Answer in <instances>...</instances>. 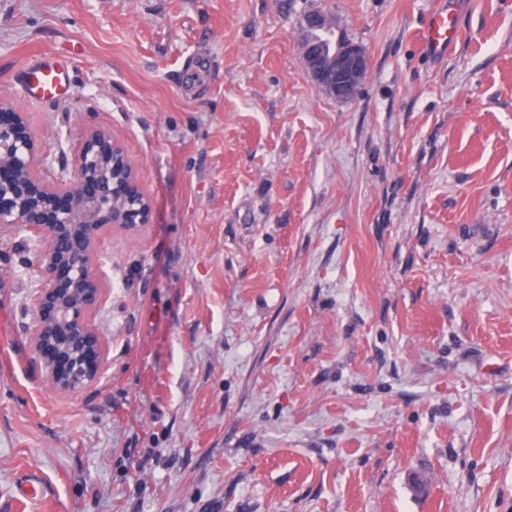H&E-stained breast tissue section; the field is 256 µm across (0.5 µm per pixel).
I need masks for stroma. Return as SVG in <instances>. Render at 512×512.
<instances>
[{"label":"stroma","instance_id":"35a3bbf8","mask_svg":"<svg viewBox=\"0 0 512 512\" xmlns=\"http://www.w3.org/2000/svg\"><path fill=\"white\" fill-rule=\"evenodd\" d=\"M0 0V99L152 203L103 239L94 385L55 392L0 238V512H512V0ZM369 57L321 92L301 20ZM35 53L64 103L26 98ZM46 491L21 495L24 475ZM458 28L448 9L439 6L428 17L422 36V46L429 55H438L448 50V43L458 36ZM19 80L33 100H64L72 93L64 67L48 54L27 61L20 69Z\"/></svg>","mask_w":512,"mask_h":512}]
</instances>
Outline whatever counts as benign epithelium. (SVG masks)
<instances>
[{
    "mask_svg": "<svg viewBox=\"0 0 512 512\" xmlns=\"http://www.w3.org/2000/svg\"><path fill=\"white\" fill-rule=\"evenodd\" d=\"M306 70L329 96H355L367 68L364 49L344 42L332 49L305 39ZM0 234L21 236L33 250L30 280L35 288L31 348L44 379L59 393L95 384L106 360V345L93 315L103 302L107 277L98 249L105 233L119 227L136 231L148 222L151 203L140 186L137 167L121 143L100 128L83 132L72 167L47 180L36 167L47 164L26 131V120L7 101L0 114ZM65 267L69 276H58ZM68 359L58 368L55 355Z\"/></svg>",
    "mask_w": 512,
    "mask_h": 512,
    "instance_id": "benign-epithelium-1",
    "label": "benign epithelium"
}]
</instances>
